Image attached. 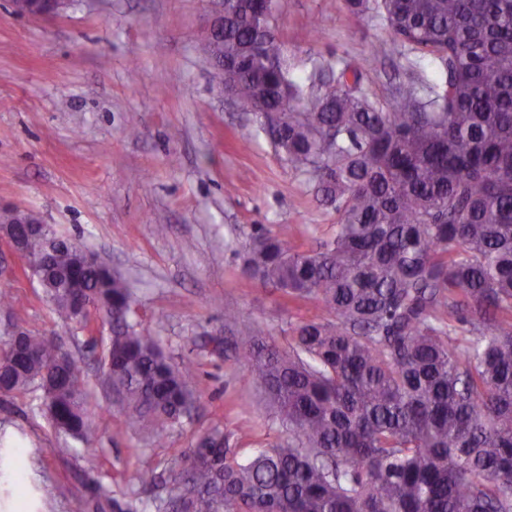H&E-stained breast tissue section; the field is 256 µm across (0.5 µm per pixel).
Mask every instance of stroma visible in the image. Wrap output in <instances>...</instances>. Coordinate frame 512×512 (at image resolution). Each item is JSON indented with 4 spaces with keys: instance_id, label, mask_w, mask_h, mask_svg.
<instances>
[{
    "instance_id": "35a3bbf8",
    "label": "stroma",
    "mask_w": 512,
    "mask_h": 512,
    "mask_svg": "<svg viewBox=\"0 0 512 512\" xmlns=\"http://www.w3.org/2000/svg\"><path fill=\"white\" fill-rule=\"evenodd\" d=\"M211 8L210 0H77L61 15L33 18L0 0V206L36 212L128 277L141 330L171 363L195 360L198 397L181 425L129 428L104 375L111 325L88 333L61 322L0 242V335L17 325L83 357L94 429L76 454L58 455L63 441L40 391L0 395V432L25 457L21 473L0 474L12 490L0 512L22 498L31 512H70L81 495L102 501L99 512H113L116 500H164L171 468L203 434L219 430L247 456L280 431L235 350L224 307L282 346L294 325L323 318L321 306L288 302L243 277L240 255L249 234L282 224L294 229L292 246H314L337 215L317 202L314 176L291 168L198 53ZM275 28L309 98L332 85L344 61L381 103L392 85L440 73L436 61L409 52L370 58L371 45H390V31L346 0H281ZM213 337L223 339V354L211 353ZM147 468L156 481L145 489L138 475Z\"/></svg>"
}]
</instances>
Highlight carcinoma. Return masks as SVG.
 <instances>
[{"instance_id":"cac0c4a2","label":"carcinoma","mask_w":512,"mask_h":512,"mask_svg":"<svg viewBox=\"0 0 512 512\" xmlns=\"http://www.w3.org/2000/svg\"><path fill=\"white\" fill-rule=\"evenodd\" d=\"M382 17L392 51L442 76L381 107L347 83L309 102L274 26L279 0H224V56L198 51L224 91L267 124L297 172L335 207L329 240L288 245L290 225L249 237L242 274L327 317L278 345L237 309L242 357L283 431L241 460L214 433L175 473L163 512H512V0H349ZM55 250L64 281L30 275L58 317L112 322L105 367L131 428L174 426L193 400L194 362L175 365L137 329L124 276ZM469 326L451 335L443 322ZM42 391L56 431L89 440L84 363L55 338L0 341V394ZM21 453L0 448V467Z\"/></svg>"}]
</instances>
